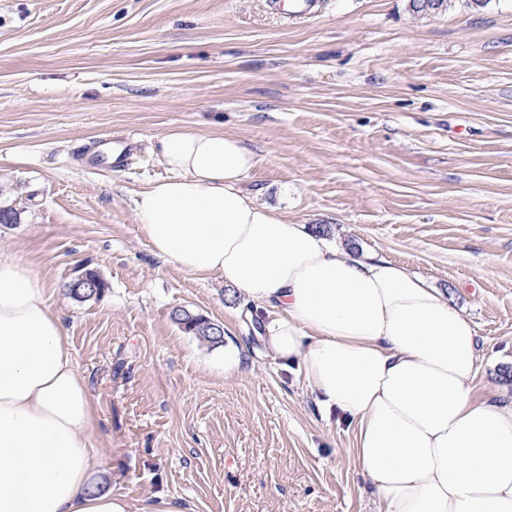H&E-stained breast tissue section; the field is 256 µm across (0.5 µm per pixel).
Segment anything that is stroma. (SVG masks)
Here are the masks:
<instances>
[{"mask_svg": "<svg viewBox=\"0 0 512 512\" xmlns=\"http://www.w3.org/2000/svg\"><path fill=\"white\" fill-rule=\"evenodd\" d=\"M285 2L0 0V256L44 279L101 482L132 512L376 509L353 424L264 355V310L154 254L134 200L173 128L240 138L258 204L447 292L476 328V398L512 396V0H320L309 20ZM86 269L107 288L79 303ZM172 319L185 332L195 336L210 347H219L224 344V329L201 314H195L187 309H176Z\"/></svg>", "mask_w": 512, "mask_h": 512, "instance_id": "1", "label": "stroma"}]
</instances>
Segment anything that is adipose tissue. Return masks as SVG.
Masks as SVG:
<instances>
[{
    "label": "adipose tissue",
    "mask_w": 512,
    "mask_h": 512,
    "mask_svg": "<svg viewBox=\"0 0 512 512\" xmlns=\"http://www.w3.org/2000/svg\"><path fill=\"white\" fill-rule=\"evenodd\" d=\"M157 148L174 176L135 202L155 253L262 304L267 353L301 361L322 414L354 424L377 512H512V401L475 398L476 331L457 305L258 204L238 138L173 129ZM94 420L41 276L0 257V512H131L97 485Z\"/></svg>",
    "instance_id": "1"
}]
</instances>
